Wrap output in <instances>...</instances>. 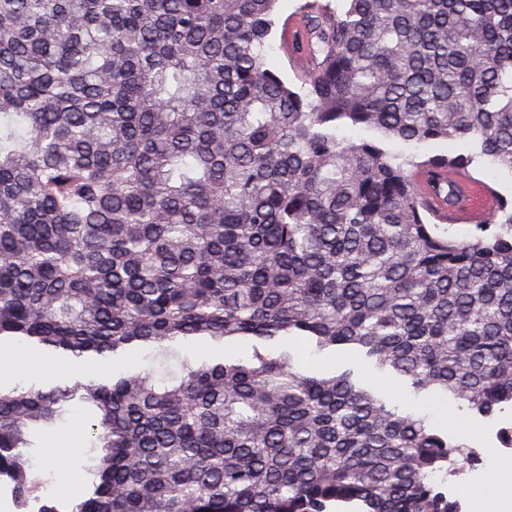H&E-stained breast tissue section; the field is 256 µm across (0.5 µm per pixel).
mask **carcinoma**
Here are the masks:
<instances>
[{"label": "carcinoma", "instance_id": "obj_1", "mask_svg": "<svg viewBox=\"0 0 512 512\" xmlns=\"http://www.w3.org/2000/svg\"><path fill=\"white\" fill-rule=\"evenodd\" d=\"M277 2L0 0V343L223 351L0 387L18 512H462L436 476L481 449L300 364L362 354L475 425L512 409V200L458 236L413 184L512 172V0H309L298 86L266 63ZM441 139L467 152L390 147ZM74 404L101 453L69 505L27 448ZM134 360L133 365L127 369L136 371H153L157 378L168 377L176 372V365L173 361H163L149 350H141L127 358V361Z\"/></svg>", "mask_w": 512, "mask_h": 512}]
</instances>
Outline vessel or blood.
I'll use <instances>...</instances> for the list:
<instances>
[{
  "label": "vessel or blood",
  "mask_w": 512,
  "mask_h": 512,
  "mask_svg": "<svg viewBox=\"0 0 512 512\" xmlns=\"http://www.w3.org/2000/svg\"><path fill=\"white\" fill-rule=\"evenodd\" d=\"M437 179L454 185L460 197L457 206L447 207L434 193L432 183ZM415 183L429 213L441 224H477L498 207L497 197L486 185L462 172H451L444 167L436 171L426 168L416 173Z\"/></svg>",
  "instance_id": "b4317fda"
}]
</instances>
